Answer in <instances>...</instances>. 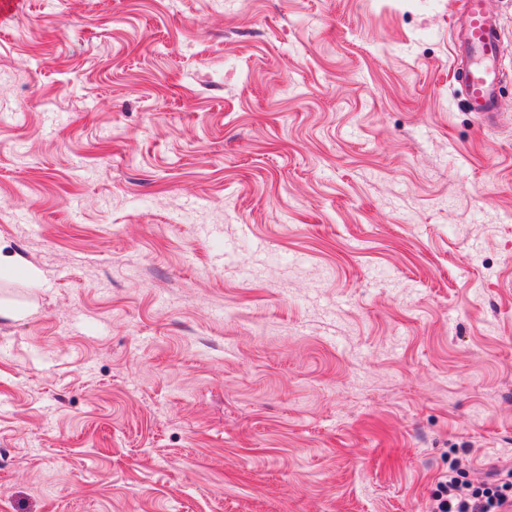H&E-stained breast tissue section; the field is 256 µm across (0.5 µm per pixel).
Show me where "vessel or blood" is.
I'll return each mask as SVG.
<instances>
[{"instance_id": "b4317fda", "label": "vessel or blood", "mask_w": 512, "mask_h": 512, "mask_svg": "<svg viewBox=\"0 0 512 512\" xmlns=\"http://www.w3.org/2000/svg\"><path fill=\"white\" fill-rule=\"evenodd\" d=\"M462 22L454 29L457 72L465 101L485 123H492L499 108L497 63L505 52L498 27L485 9V0H464Z\"/></svg>"}]
</instances>
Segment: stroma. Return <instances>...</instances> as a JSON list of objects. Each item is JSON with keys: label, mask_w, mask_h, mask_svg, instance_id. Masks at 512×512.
Instances as JSON below:
<instances>
[{"label": "stroma", "mask_w": 512, "mask_h": 512, "mask_svg": "<svg viewBox=\"0 0 512 512\" xmlns=\"http://www.w3.org/2000/svg\"><path fill=\"white\" fill-rule=\"evenodd\" d=\"M28 0L0 27V512H425L512 468V0ZM462 22L453 27L457 72L471 112L489 124L498 114L497 63L505 52L498 27L485 9V0H465Z\"/></svg>", "instance_id": "1"}]
</instances>
